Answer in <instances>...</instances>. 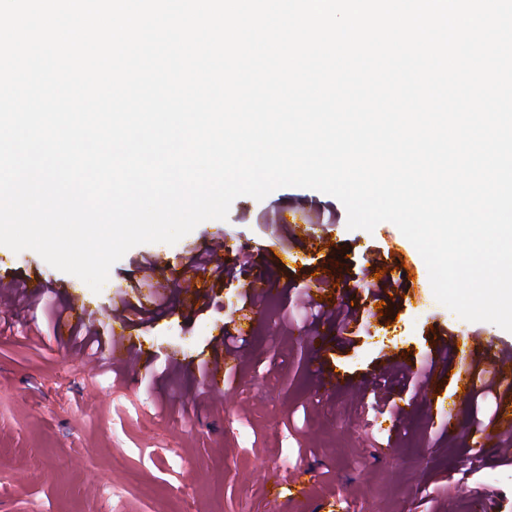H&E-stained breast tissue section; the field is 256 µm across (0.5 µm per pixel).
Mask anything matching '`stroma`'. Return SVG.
Wrapping results in <instances>:
<instances>
[{"mask_svg": "<svg viewBox=\"0 0 512 512\" xmlns=\"http://www.w3.org/2000/svg\"><path fill=\"white\" fill-rule=\"evenodd\" d=\"M285 215L297 226L282 223ZM308 225L326 248L311 249ZM397 243L413 259L412 276L378 310L369 270ZM210 246L232 274L219 285L200 271L207 286L194 302L175 271ZM319 276L331 292L316 290ZM338 278L355 288L342 293ZM245 279L270 289L262 319L244 305ZM0 286L18 304L0 332V512H512V465L476 443L495 402L460 399L444 383L440 396L462 431L451 436L416 379L444 340L477 336L512 354V332L440 304L400 230L348 229L332 196L287 187L260 201L238 197L227 220L204 221L173 245L130 249L98 293L34 251L0 246ZM74 298L102 339L114 311L142 308L131 328L142 352L121 367L123 383L79 353L84 329L60 343L50 330L28 341L42 303L62 309ZM310 304L349 305L356 319L344 329L328 316L313 321ZM226 334L238 339L239 365L218 397L200 368ZM390 358L406 371L393 382L399 419L372 395ZM331 375L337 386L322 387ZM479 486L495 498L478 496Z\"/></svg>", "mask_w": 512, "mask_h": 512, "instance_id": "1", "label": "stroma"}]
</instances>
